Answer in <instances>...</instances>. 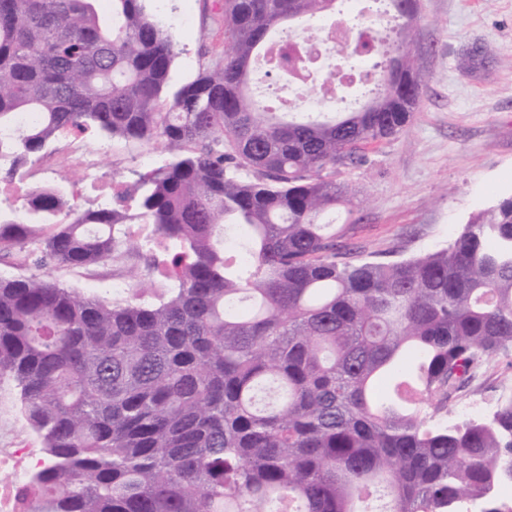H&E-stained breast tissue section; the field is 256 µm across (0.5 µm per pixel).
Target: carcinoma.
Listing matches in <instances>:
<instances>
[{
	"label": "carcinoma",
	"mask_w": 512,
	"mask_h": 512,
	"mask_svg": "<svg viewBox=\"0 0 512 512\" xmlns=\"http://www.w3.org/2000/svg\"><path fill=\"white\" fill-rule=\"evenodd\" d=\"M146 0H0V141L14 178L71 133L161 141L172 160L83 209L61 187L0 210V256L38 268L122 262L128 291L81 295L48 275L0 276V375L47 464L33 512H512V403L439 421L512 351V196L446 248L350 260L323 216L355 193L328 170L400 133L421 79L415 0L376 50L363 106L298 117L264 106L250 67L274 34L337 0H221L224 31L169 108L174 44ZM77 211L70 224L52 217Z\"/></svg>",
	"instance_id": "obj_1"
}]
</instances>
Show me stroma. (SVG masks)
Returning a JSON list of instances; mask_svg holds the SVG:
<instances>
[{
	"mask_svg": "<svg viewBox=\"0 0 512 512\" xmlns=\"http://www.w3.org/2000/svg\"><path fill=\"white\" fill-rule=\"evenodd\" d=\"M176 45L171 84L192 81L202 49H224L221 31H206L204 0H147ZM411 46L422 77L417 112L398 135L367 146L361 161L337 166V181L355 187L348 225L356 258L393 261L451 243L469 217L512 194V0H420ZM101 176L132 187L145 171L143 154L160 149L115 138ZM64 287L109 298L106 281L125 277L109 261L84 269H51ZM512 381V353L493 359L483 374L448 402L456 420L471 401L494 404L500 385ZM41 442L20 411L18 390L0 378V448H37Z\"/></svg>",
	"mask_w": 512,
	"mask_h": 512,
	"instance_id": "obj_1",
	"label": "stroma"
}]
</instances>
